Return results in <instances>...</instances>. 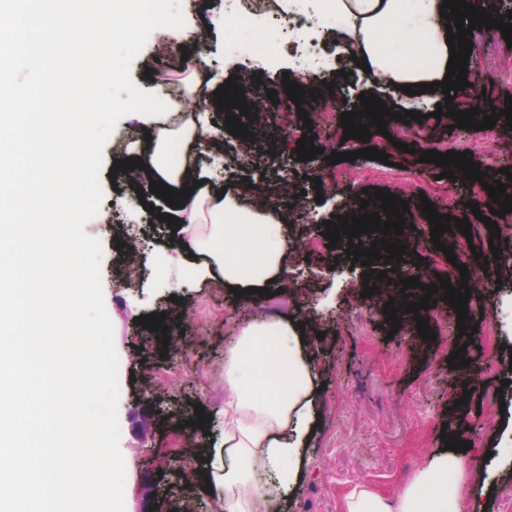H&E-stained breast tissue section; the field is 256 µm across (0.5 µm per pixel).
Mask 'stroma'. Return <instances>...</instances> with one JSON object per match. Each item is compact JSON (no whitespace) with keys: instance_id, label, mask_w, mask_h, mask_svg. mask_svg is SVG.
I'll use <instances>...</instances> for the list:
<instances>
[{"instance_id":"35a3bbf8","label":"stroma","mask_w":512,"mask_h":512,"mask_svg":"<svg viewBox=\"0 0 512 512\" xmlns=\"http://www.w3.org/2000/svg\"><path fill=\"white\" fill-rule=\"evenodd\" d=\"M319 6V0H311L307 22L308 40L322 50L312 71L334 83V96L344 100L346 110H356L359 94L370 91L397 112L412 109L423 119L404 126L398 148L372 134L369 146L388 154V163L358 158L333 164L321 154L298 160L295 148L304 132L303 118L285 112L281 134L253 147L242 167L236 160L241 140L230 135L226 111L205 103L210 136L224 143V170L216 172L204 158L195 179L225 191L243 208L251 205L250 188L259 189L269 200L261 219L281 222L289 244L302 247L288 274L274 278L276 295L237 296L186 277L184 262L197 256L172 241L170 227L161 222L169 206L155 196L142 206L130 179L111 171L115 161L148 157L152 141L137 134L139 122L128 115L104 147L101 211L109 221L91 220L84 230L104 246L102 285L120 360L119 448L132 464L126 473L125 512H182L187 504L223 512L217 496L204 490L198 472L220 445L224 354L248 313L305 319L323 382L302 476L280 501V512H345L347 496L359 486L394 499L409 477L444 449V429L466 435L471 443L469 483L448 488L460 512H473L477 504L486 512H512V281L475 284L470 321L478 330L469 337L459 335L455 309L443 295H433L424 314L432 336L423 339L416 320L407 317L391 329L384 320L385 297L362 294L364 266L347 258L345 244L328 248L322 235L325 222L335 220L364 190L396 194L413 215L410 237L416 250L406 253L386 277L396 282L415 276L428 285L439 277L454 279L459 270L435 247L422 200L453 217L468 214L472 203L487 212L492 200L484 193L472 194L465 177L443 178L436 164L418 160L430 143L464 138L448 120L434 118L441 95L408 98L393 92L375 72L356 67L335 37L318 25ZM181 10L186 28L204 40H182L186 57H171L168 66H188L204 82L206 94L237 75L257 85L254 101L264 105L267 90H281L284 74L298 73L293 57L298 39L277 18L253 21L241 0H183ZM244 43L257 46L258 54L237 57ZM511 92L512 83L484 74L458 91L456 105L461 111L477 105L500 110ZM316 177L321 180L317 187L312 184ZM297 196L303 206L292 216L288 206ZM129 234L141 242L133 258L141 274L123 287L114 266V240ZM153 312L164 314L175 331L167 348L157 346L151 331L138 322L139 316ZM460 343L470 363L449 368L448 358ZM496 392L504 408L488 407L485 394ZM145 397L150 400L146 406L141 403ZM199 406L211 415L201 431L190 424ZM146 461L153 468L148 475L142 469Z\"/></svg>"}]
</instances>
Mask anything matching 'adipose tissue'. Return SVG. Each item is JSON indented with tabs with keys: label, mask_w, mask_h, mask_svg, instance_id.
I'll list each match as a JSON object with an SVG mask.
<instances>
[{
	"label": "adipose tissue",
	"mask_w": 512,
	"mask_h": 512,
	"mask_svg": "<svg viewBox=\"0 0 512 512\" xmlns=\"http://www.w3.org/2000/svg\"><path fill=\"white\" fill-rule=\"evenodd\" d=\"M408 0H324L335 19L337 39L380 68L395 85L443 81L449 60L444 0H418V24L427 36L419 61L390 52L394 42L410 40L404 23ZM202 120L179 128L162 125L153 147L149 177L188 180V166L174 153L176 138L210 150ZM180 241L201 263L191 272L202 282L247 289L266 287L287 271L290 249L279 225L240 215L234 202L202 187L176 211ZM317 374L308 340L296 322L246 320L224 356L223 442L212 463L211 480L224 495V512H265L297 486L302 448L314 428L313 390ZM470 474L466 453L441 450L416 471L394 500L361 489L353 492L347 512H457L448 496L449 482Z\"/></svg>",
	"instance_id": "obj_1"
}]
</instances>
